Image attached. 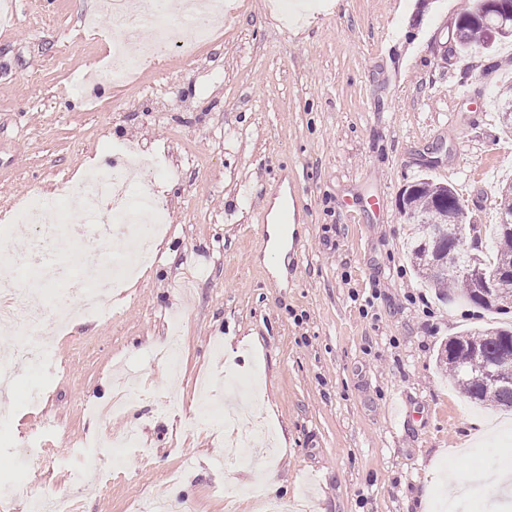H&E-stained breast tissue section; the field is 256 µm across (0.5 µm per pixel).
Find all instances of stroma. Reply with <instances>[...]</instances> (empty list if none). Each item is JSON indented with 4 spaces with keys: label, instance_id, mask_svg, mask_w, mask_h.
<instances>
[{
    "label": "stroma",
    "instance_id": "1",
    "mask_svg": "<svg viewBox=\"0 0 512 512\" xmlns=\"http://www.w3.org/2000/svg\"><path fill=\"white\" fill-rule=\"evenodd\" d=\"M0 15V212L79 186L134 145L160 156L168 221L145 277L76 327L47 319L51 360L0 398V512L67 494L74 512H259L234 485L272 475L290 512H512V411L465 397L436 360L448 337L512 323L426 287L400 195L451 184L491 238L512 139L495 121L512 43L449 53L471 0H235L224 31L133 82L101 77L100 0H8ZM298 190L288 276L264 258L269 201ZM277 438L273 461L215 469L225 379ZM136 429L119 464L90 440ZM111 467L112 479L99 475Z\"/></svg>",
    "mask_w": 512,
    "mask_h": 512
}]
</instances>
